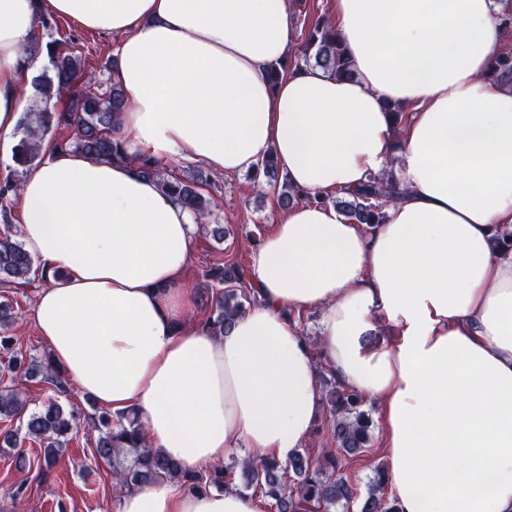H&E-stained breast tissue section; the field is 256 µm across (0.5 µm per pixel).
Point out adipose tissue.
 Here are the masks:
<instances>
[{
    "label": "adipose tissue",
    "mask_w": 512,
    "mask_h": 512,
    "mask_svg": "<svg viewBox=\"0 0 512 512\" xmlns=\"http://www.w3.org/2000/svg\"><path fill=\"white\" fill-rule=\"evenodd\" d=\"M354 75L300 67L290 0H0V134L14 132L39 17L117 35L130 148L232 175L274 156L312 193L393 170L383 223L288 208L251 254L256 301L216 336L187 323L197 219L134 164L49 148L19 192L47 272L35 321L54 364L190 468L287 460L319 417L316 356L378 407L400 512H512V44L499 0H332ZM407 109L401 134L387 104ZM320 310L318 347L296 313ZM385 330L389 343L367 338ZM255 492H124L121 512H266Z\"/></svg>",
    "instance_id": "1"
}]
</instances>
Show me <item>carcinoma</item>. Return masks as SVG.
I'll use <instances>...</instances> for the list:
<instances>
[{
    "instance_id": "1",
    "label": "carcinoma",
    "mask_w": 512,
    "mask_h": 512,
    "mask_svg": "<svg viewBox=\"0 0 512 512\" xmlns=\"http://www.w3.org/2000/svg\"><path fill=\"white\" fill-rule=\"evenodd\" d=\"M28 63L46 54L50 67L34 79L36 97L44 107L33 106L20 120L12 159L20 172L36 165L42 143L54 128L67 129L71 137L57 144L61 149L79 152L91 159L136 164L140 173L157 181L159 187L189 209L201 225L211 214L210 200L199 190L203 175L184 178L160 169L157 158L147 152L131 153L121 134L122 112L126 109L120 87L108 80L95 83L84 79L81 58L59 40L42 42L34 39L24 48ZM307 67L320 68L338 78H349L353 68L334 26L317 24L310 31L303 53ZM492 78L512 85V53L505 52L490 68ZM68 97L67 104L50 110V103ZM282 178L278 203L288 208L303 199L329 201L353 224L384 223V209L393 197L395 187L390 176L371 175L362 186L346 196L330 199L311 194L292 185L288 176H279L272 157L262 161L256 174ZM21 181L7 178L0 182V216L8 221V202L18 195ZM208 281L210 306L203 327L223 336L232 328V317L246 310L256 300L245 269L234 259L216 258L204 269ZM49 283L47 273L36 265L15 235L0 234V286L12 291L34 288ZM15 322L11 298L0 296V358L4 369L16 378L41 376L60 394H68L63 372L53 362L42 366L14 348V338L7 335ZM324 420L317 434L334 442V447L321 452L306 448L283 462L273 456L238 462L232 466H215L205 470L189 469L181 462L162 455L147 444L145 432L134 411L112 415L100 411L90 415L98 432L92 450L95 460L109 467L113 488L130 490L160 482H176L190 491L234 489L254 491L268 500L272 512H350L354 506L353 491L346 466L362 454L370 443L372 419L362 409L363 397L336 379L326 381L322 398ZM81 413L68 409L56 399L26 412V402L14 390L0 391V419L17 420L25 434L39 440L43 447L42 475H47L64 458L66 445L80 426ZM386 472L375 469V477L359 512H399L397 501L386 498Z\"/></svg>"
}]
</instances>
